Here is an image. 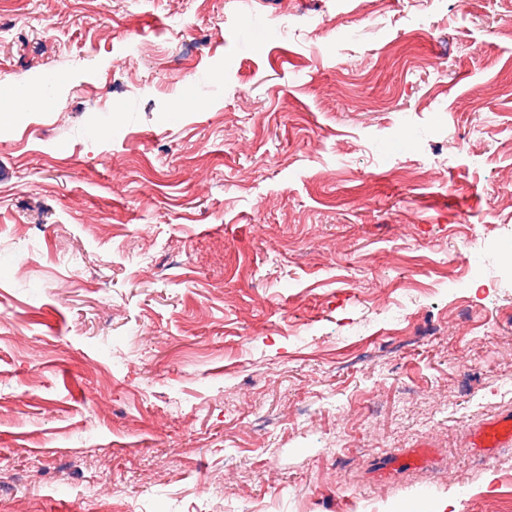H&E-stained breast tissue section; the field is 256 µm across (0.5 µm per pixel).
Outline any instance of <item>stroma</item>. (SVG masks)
<instances>
[{"mask_svg":"<svg viewBox=\"0 0 512 512\" xmlns=\"http://www.w3.org/2000/svg\"><path fill=\"white\" fill-rule=\"evenodd\" d=\"M0 20V512H512V0ZM512 446V412L493 422L480 424L474 432L470 448H509Z\"/></svg>","mask_w":512,"mask_h":512,"instance_id":"35a3bbf8","label":"stroma"}]
</instances>
